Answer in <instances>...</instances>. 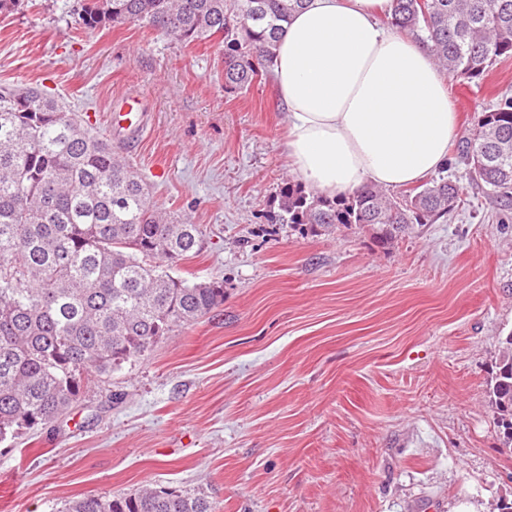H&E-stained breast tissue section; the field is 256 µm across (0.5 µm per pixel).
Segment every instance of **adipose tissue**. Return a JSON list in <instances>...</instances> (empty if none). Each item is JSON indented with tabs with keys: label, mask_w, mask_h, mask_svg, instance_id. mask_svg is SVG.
<instances>
[{
	"label": "adipose tissue",
	"mask_w": 512,
	"mask_h": 512,
	"mask_svg": "<svg viewBox=\"0 0 512 512\" xmlns=\"http://www.w3.org/2000/svg\"><path fill=\"white\" fill-rule=\"evenodd\" d=\"M390 8L308 0L277 44L291 168L323 194L419 183L460 136L445 73L426 45L380 25Z\"/></svg>",
	"instance_id": "ef3b65f1"
}]
</instances>
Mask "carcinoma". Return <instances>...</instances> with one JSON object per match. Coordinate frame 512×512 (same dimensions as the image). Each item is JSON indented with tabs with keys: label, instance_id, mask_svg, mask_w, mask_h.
<instances>
[{
	"label": "carcinoma",
	"instance_id": "cac0c4a2",
	"mask_svg": "<svg viewBox=\"0 0 512 512\" xmlns=\"http://www.w3.org/2000/svg\"><path fill=\"white\" fill-rule=\"evenodd\" d=\"M306 0H84L82 22H138L184 44L221 39L224 90L267 78L292 15ZM387 24L425 44L453 78L480 84L512 57V0H392ZM472 183L512 209V96L474 117L459 145ZM275 222L314 235L341 225L389 247L460 203L443 174L398 196L374 185L328 197L291 179ZM200 225L150 201L130 159L83 118L35 87L0 88V444L64 415L90 372L147 357L175 330L224 303V285L192 281L178 266L201 253ZM487 385L512 448V331L500 337ZM63 512H214L199 491L142 488L86 495Z\"/></svg>",
	"mask_w": 512,
	"mask_h": 512
}]
</instances>
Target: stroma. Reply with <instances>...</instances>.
<instances>
[{
	"label": "stroma",
	"instance_id": "stroma-1",
	"mask_svg": "<svg viewBox=\"0 0 512 512\" xmlns=\"http://www.w3.org/2000/svg\"><path fill=\"white\" fill-rule=\"evenodd\" d=\"M79 0L0 14V87L33 86L89 118L149 183L153 203L201 225L182 276L224 302L149 356L92 376L67 414L0 445V512H61L89 494L199 490L217 512H489L512 501V453L487 383L512 331V210L451 157L465 200L393 247L337 228L272 223L291 169L273 80L224 90L218 42L137 24L85 27ZM462 129L497 93L448 82ZM148 107L139 137L115 100Z\"/></svg>",
	"mask_w": 512,
	"mask_h": 512
}]
</instances>
